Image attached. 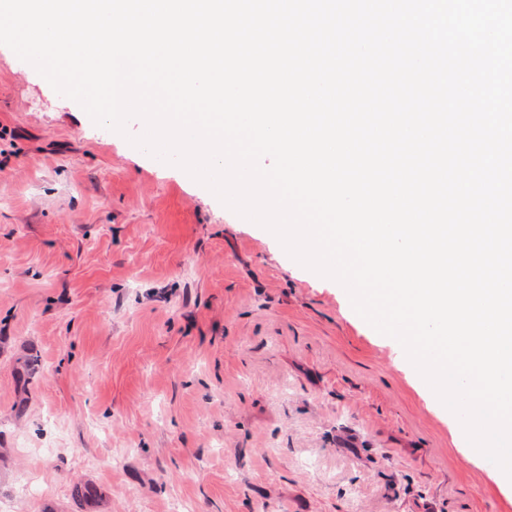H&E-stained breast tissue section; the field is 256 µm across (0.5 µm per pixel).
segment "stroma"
<instances>
[{
    "label": "stroma",
    "instance_id": "1",
    "mask_svg": "<svg viewBox=\"0 0 512 512\" xmlns=\"http://www.w3.org/2000/svg\"><path fill=\"white\" fill-rule=\"evenodd\" d=\"M0 512H512L400 344L0 45ZM41 493L15 503L20 476Z\"/></svg>",
    "mask_w": 512,
    "mask_h": 512
}]
</instances>
